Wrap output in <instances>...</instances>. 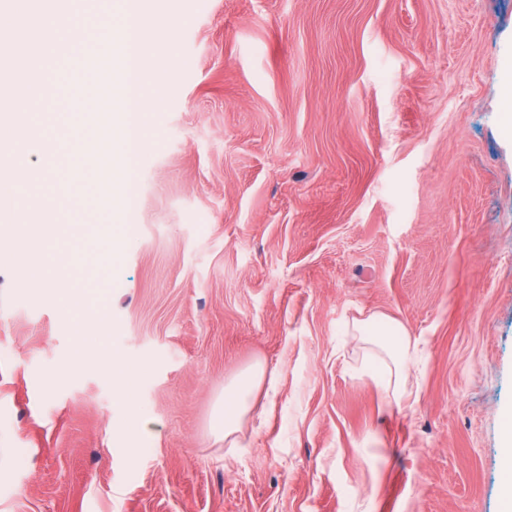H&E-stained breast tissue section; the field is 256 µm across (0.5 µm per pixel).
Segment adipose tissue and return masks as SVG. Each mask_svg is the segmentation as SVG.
<instances>
[{"label": "adipose tissue", "instance_id": "adipose-tissue-1", "mask_svg": "<svg viewBox=\"0 0 512 512\" xmlns=\"http://www.w3.org/2000/svg\"><path fill=\"white\" fill-rule=\"evenodd\" d=\"M143 36L139 24L137 10H129L123 25V41L127 58L130 62L128 73L122 83L114 85L113 97L128 103L124 112L120 130L107 142L99 140L100 122L93 104H84L83 110L87 118L82 125L85 145H103L107 154L113 159L111 169L89 170L88 177L95 184L112 180L122 183L123 191L113 199L114 206L122 210H130L132 206L131 192L128 188L132 174V165L136 155L143 149L144 141L140 130L139 109L135 105L138 88V65L135 48ZM355 330L363 335L372 349L365 357L366 362L376 364V379L389 400L402 404L408 399V376L423 350L420 338L403 334L394 322L379 316L355 323ZM264 378L262 367H254L249 372L239 375L224 389V395L214 415L213 428L217 433L231 436L241 415L247 410L253 390L259 387Z\"/></svg>", "mask_w": 512, "mask_h": 512}]
</instances>
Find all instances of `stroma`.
Wrapping results in <instances>:
<instances>
[{"label":"stroma","instance_id":"35a3bbf8","mask_svg":"<svg viewBox=\"0 0 512 512\" xmlns=\"http://www.w3.org/2000/svg\"><path fill=\"white\" fill-rule=\"evenodd\" d=\"M0 0V512H502L512 411V0H141L129 213L50 159L61 48L125 0ZM109 225L114 260L92 233ZM89 254L65 264L59 244ZM426 344L395 405L353 323ZM142 368L128 395L76 346ZM259 365L231 441L224 389ZM503 435L502 463L504 481L502 486L503 512L512 511V411L506 414Z\"/></svg>","mask_w":512,"mask_h":512}]
</instances>
